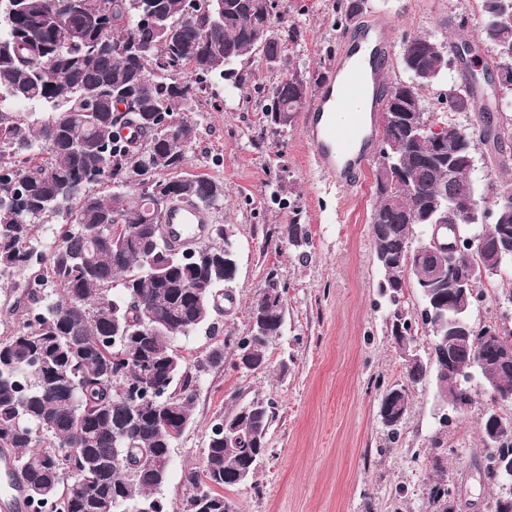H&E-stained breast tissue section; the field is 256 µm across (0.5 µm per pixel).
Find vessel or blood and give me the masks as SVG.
Masks as SVG:
<instances>
[{
    "mask_svg": "<svg viewBox=\"0 0 512 512\" xmlns=\"http://www.w3.org/2000/svg\"><path fill=\"white\" fill-rule=\"evenodd\" d=\"M395 33L391 26L372 21L347 35L335 65L325 74L311 109L303 117L305 139L318 166L325 170L339 188L357 187L361 174L377 157L381 134L369 122L370 113L382 111L389 87L387 77L390 47ZM369 97L370 112L353 113L349 123L337 127L332 112L347 108L358 97ZM205 210L181 204L171 207L163 217L175 244L200 237L208 223ZM11 459H0V512H29L24 492L10 487Z\"/></svg>",
    "mask_w": 512,
    "mask_h": 512,
    "instance_id": "1",
    "label": "vessel or blood"
}]
</instances>
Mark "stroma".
Wrapping results in <instances>:
<instances>
[{"label": "stroma", "mask_w": 512, "mask_h": 512, "mask_svg": "<svg viewBox=\"0 0 512 512\" xmlns=\"http://www.w3.org/2000/svg\"><path fill=\"white\" fill-rule=\"evenodd\" d=\"M279 13L302 38L289 54L308 77L335 63L345 36L336 20V0H279ZM474 0H368L362 18L390 23L396 39L426 35L472 44L482 58L493 48L478 23L457 31L449 21L472 17ZM283 67L256 66L240 88L209 79L187 112L197 139L183 170L224 185V200L210 210L211 223L230 225L237 247V274L229 299L213 314V334L176 340L177 352L193 361L211 337L246 335L250 307L269 270L286 285V323L268 349L269 367L256 373L235 368L236 353L210 368L200 383L192 420L172 450L162 496L175 507L187 498V472L203 457L212 420L236 401L273 400L277 418L256 485L225 489L236 512H436L425 490L433 457H441L458 512H493L500 481L484 472L480 425L487 397L471 379L473 401L448 410L431 380L410 392L401 433L389 439L378 416L384 392L402 381L403 359L388 333L387 303L369 217L374 171L366 169L351 194L311 160L302 123L270 134L260 107ZM299 207L312 245L307 259L289 250L277 234L288 210ZM473 325L512 329V269L494 278L487 297L470 314ZM442 448H435V438Z\"/></svg>", "instance_id": "1"}]
</instances>
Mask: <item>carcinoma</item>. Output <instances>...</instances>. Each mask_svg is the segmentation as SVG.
<instances>
[{"label": "carcinoma", "instance_id": "cac0c4a2", "mask_svg": "<svg viewBox=\"0 0 512 512\" xmlns=\"http://www.w3.org/2000/svg\"><path fill=\"white\" fill-rule=\"evenodd\" d=\"M145 6L154 17L149 33L128 0H0V173L7 174L0 181V279L37 266V285L51 290L22 307L17 327L0 337V452L14 456L17 479L31 487L32 512H173L168 502H156V493L191 421L199 378L224 360V342L191 364L173 344L210 326L220 307L217 291L237 270L188 260L155 234L171 205L187 201L210 210L224 198L222 183L182 172L196 124L177 116L192 97L181 73L190 65L201 84L218 76L238 88L249 54L276 63L299 38L295 26L274 24L267 0H212L188 21L184 0ZM364 10V0H336L347 26ZM478 12L483 39L495 48L487 69L505 72L503 91L512 92V0H478ZM59 15L70 16L69 27L58 23ZM450 51L447 41L430 36L406 42L400 65L409 79L390 85L382 120V141L402 147L393 166L378 154L370 217L389 332L405 362L404 381L390 387L378 410L392 437L406 421L410 388L431 375L436 395L454 409L471 403L465 382L474 373L487 383L485 392L512 393V366L470 367L512 331L494 340L464 334L470 300L450 298L448 254L408 263L413 242L430 233L435 206L470 198L483 210L495 197H512L511 179L492 180L481 193L467 180L478 144L501 164L512 156V130L477 107L479 86L470 71L449 87L443 110L425 107L423 92L448 72ZM299 84L311 87L295 66L269 89L262 106L269 131L294 123L304 105ZM475 108L481 120L472 128L453 118ZM159 112L170 127L151 121ZM419 123L445 127L461 138L462 149L448 159L431 132L414 136ZM97 184L107 194L90 190ZM58 217L66 227L52 243L41 242L38 227ZM131 224L138 225L133 234ZM280 235L299 258L308 256L311 235L299 208ZM223 238L224 225H212L200 250L221 252ZM474 250L471 288L480 302L485 282L505 264L492 234ZM199 280L209 288L196 295L191 285ZM410 286L422 300L415 316L404 303ZM285 290L271 270L252 303L235 368H267L268 346L283 333ZM421 328L431 359L413 363ZM443 347L472 372H448L438 362ZM120 352L128 355L127 376L149 374L156 396L134 400L124 394V378L105 381ZM275 418L274 402L254 398L214 419L202 464L186 475L192 494L184 512H235L220 489L254 479ZM427 494L437 512H449L439 457Z\"/></svg>", "mask_w": 512, "mask_h": 512}]
</instances>
